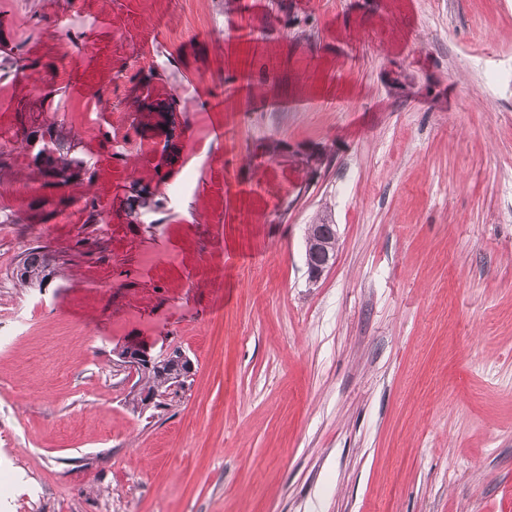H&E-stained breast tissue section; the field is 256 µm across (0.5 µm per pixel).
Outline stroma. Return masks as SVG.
Returning <instances> with one entry per match:
<instances>
[{"label":"stroma","instance_id":"stroma-1","mask_svg":"<svg viewBox=\"0 0 512 512\" xmlns=\"http://www.w3.org/2000/svg\"><path fill=\"white\" fill-rule=\"evenodd\" d=\"M16 56L0 512H512V0H9ZM89 114L96 178L60 189L55 274L24 287L43 176L15 139ZM137 124L159 141L113 163L102 132ZM131 336L194 363L151 417L112 356ZM319 222L320 224H308L306 230V238L313 246L309 253L305 242V251L307 252L305 264L308 277L314 282L321 279L324 273L331 268L339 246L336 225L330 224L326 216L320 218Z\"/></svg>","mask_w":512,"mask_h":512}]
</instances>
